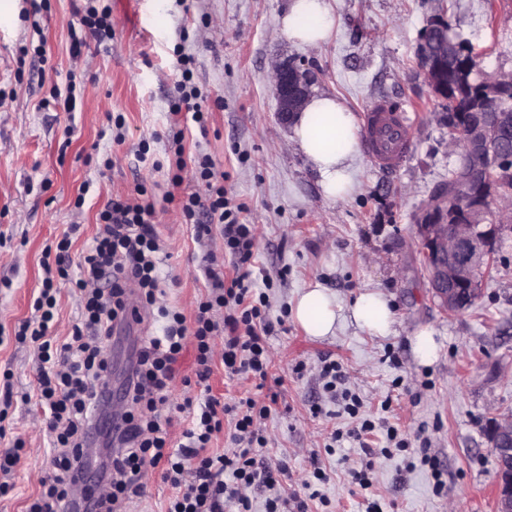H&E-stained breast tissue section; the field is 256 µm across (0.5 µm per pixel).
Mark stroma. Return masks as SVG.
Listing matches in <instances>:
<instances>
[{
    "mask_svg": "<svg viewBox=\"0 0 512 512\" xmlns=\"http://www.w3.org/2000/svg\"><path fill=\"white\" fill-rule=\"evenodd\" d=\"M289 0H112L111 41L88 40L71 53L85 0H18L14 25L0 24V386L13 397L0 435V452L23 443L21 459L0 497V512H25L51 465L43 425L24 394L37 369L14 326L31 314L42 282L46 244L78 225L70 251L78 266L98 212L112 197L150 188L155 229L165 255L166 300L191 312L203 288L204 251L192 239L176 204L163 201V134L175 94L179 55L193 57V79L210 112L206 128L189 126L185 153L210 155L225 186L247 203L256 234L255 279L270 286L268 314L282 319L269 336L270 367L263 388L228 379L215 365L212 393L231 403L251 396L270 402L263 425L261 464L278 471L281 512H495L496 461L487 436L494 417L512 414V235L501 244L497 267L470 309L443 310L430 287L416 224L457 157L448 151V126L416 56L420 33L442 13L468 38L488 74L512 73V0H332L336 30L329 43L303 48L283 36L279 19ZM304 63L312 90L329 93L362 116L385 97L411 111L412 150L394 171L375 166L359 150L352 189L326 199L319 176L277 114L270 73L276 62ZM74 83L76 109H61L55 90ZM123 116L125 139L112 140V119ZM149 143L150 158L138 151ZM93 164H86V156ZM112 166L99 170L97 162ZM82 209H75L82 184ZM318 285L348 307L372 288L385 293L396 335H369L342 320L334 335L315 338L294 321L291 308L305 288ZM433 329L438 358L416 359L411 338ZM155 324L112 330V390L120 392L138 337ZM339 364L342 388L360 397L358 415L328 399L320 370ZM324 410L315 415L313 402ZM376 423L358 439L363 420ZM408 450L383 455L388 428ZM436 459L434 477L423 456ZM322 471L324 480L313 477ZM367 471L368 489L352 474ZM319 498L310 499V490Z\"/></svg>",
    "mask_w": 512,
    "mask_h": 512,
    "instance_id": "35a3bbf8",
    "label": "stroma"
}]
</instances>
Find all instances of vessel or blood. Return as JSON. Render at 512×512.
Here are the masks:
<instances>
[{"mask_svg":"<svg viewBox=\"0 0 512 512\" xmlns=\"http://www.w3.org/2000/svg\"><path fill=\"white\" fill-rule=\"evenodd\" d=\"M366 151L381 169H396L406 158L412 140V125L406 110L386 99L368 104L363 113Z\"/></svg>","mask_w":512,"mask_h":512,"instance_id":"obj_1","label":"vessel or blood"}]
</instances>
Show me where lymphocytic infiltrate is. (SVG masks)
Instances as JSON below:
<instances>
[{"label":"lymphocytic infiltrate","mask_w":512,"mask_h":512,"mask_svg":"<svg viewBox=\"0 0 512 512\" xmlns=\"http://www.w3.org/2000/svg\"><path fill=\"white\" fill-rule=\"evenodd\" d=\"M82 24L83 32L71 36L76 57L87 38L111 39V4L86 5ZM177 62L181 78L175 85L172 121L165 135L167 148L175 155V169L167 176L164 198L177 202L199 246L223 240L235 275L228 279L223 271L206 267V291L192 315L158 304L162 248L152 226L154 205L142 188L136 197H115L100 211L97 233L80 257L78 279H71L69 272L71 232L44 248L45 277L33 313L14 332L16 341L30 344L36 356L35 404L44 413L53 450L52 469L40 478V491L26 512H62L74 484L84 476L79 459L93 412L107 400L102 389L112 380V356L107 350L112 326L143 323L150 313L161 321V332L141 338L124 386L125 407L102 434L109 455L99 470L102 489L92 502V512H128L144 494L139 478L149 469L159 471L174 490L166 512H224L228 502L237 503L240 512H250L243 488L257 483L272 487L277 482L273 471L256 458L257 449L266 444L261 424L270 414L269 405L250 396L224 403L209 385L218 361L228 377L266 380L267 338L275 326L266 315V295L257 291L250 269L256 236L253 225L242 218L246 204L230 197L209 155L185 157L184 122L202 125L206 116L190 57L179 56ZM189 165L205 190L174 195V188L183 183L180 172ZM68 279L74 280L80 293L79 312L69 336L61 341L50 330L59 316L57 284ZM219 337L224 351L218 356L214 346ZM188 343L195 350V372L182 378L175 365ZM178 379L198 386L199 392L178 405L187 426L176 435L173 418L165 410L170 385ZM224 431L231 451H210L212 440Z\"/></svg>","instance_id":"lymphocytic-infiltrate-1"}]
</instances>
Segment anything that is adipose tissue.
Here are the masks:
<instances>
[{
	"instance_id": "adipose-tissue-1",
	"label": "adipose tissue",
	"mask_w": 512,
	"mask_h": 512,
	"mask_svg": "<svg viewBox=\"0 0 512 512\" xmlns=\"http://www.w3.org/2000/svg\"><path fill=\"white\" fill-rule=\"evenodd\" d=\"M335 26L330 0H290L280 19L281 32L289 42L310 47L329 42ZM292 132L301 153L318 173L324 196L333 201L347 197L352 187L351 161L359 146L352 112L336 97L315 93L296 115ZM345 314L370 335L386 337L395 332L391 302L375 289L360 292L345 311L320 287L302 291L292 307L293 319L315 337L334 334Z\"/></svg>"
}]
</instances>
